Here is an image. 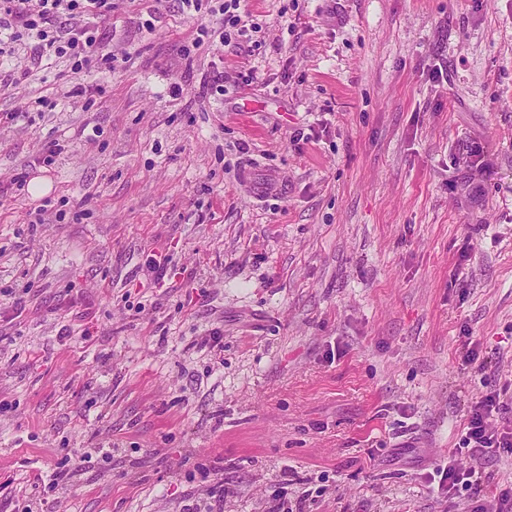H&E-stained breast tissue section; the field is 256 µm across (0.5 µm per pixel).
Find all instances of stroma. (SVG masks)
<instances>
[{
    "instance_id": "1",
    "label": "stroma",
    "mask_w": 512,
    "mask_h": 512,
    "mask_svg": "<svg viewBox=\"0 0 512 512\" xmlns=\"http://www.w3.org/2000/svg\"><path fill=\"white\" fill-rule=\"evenodd\" d=\"M115 3L112 69L29 45L0 87V512H493L512 454L462 439L512 396V0H248L259 49L188 56L212 17ZM469 333H466L465 336H460L461 338V349L462 355L460 356L461 364L465 367H473L478 371H482L487 367V359L485 357L480 356V343L473 342L471 337L468 336ZM500 395L490 391L470 406L464 442L479 457L496 456L501 449L512 452V425L491 427L495 418L509 411L508 404L500 401Z\"/></svg>"
}]
</instances>
